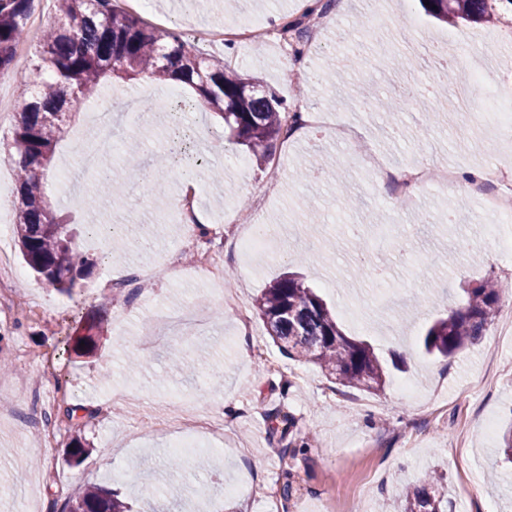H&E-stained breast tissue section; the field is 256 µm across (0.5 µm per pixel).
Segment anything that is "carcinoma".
Instances as JSON below:
<instances>
[{
  "instance_id": "1",
  "label": "carcinoma",
  "mask_w": 512,
  "mask_h": 512,
  "mask_svg": "<svg viewBox=\"0 0 512 512\" xmlns=\"http://www.w3.org/2000/svg\"><path fill=\"white\" fill-rule=\"evenodd\" d=\"M33 0H0V77L14 65ZM61 21L40 40L39 64L13 130L20 206L16 236L28 267L47 285L68 293L93 262L73 243L66 208L45 194L53 153L68 111L96 97L107 78L143 82L179 81L197 90L220 115L234 141L255 158L267 159L282 133L284 100L258 89L252 78L201 52L187 38L158 31L112 0H54ZM432 18L455 24L495 17L512 21V0H429ZM463 304L436 320L423 336L429 354L452 358L484 336L499 309L500 289L482 281L464 289ZM273 341L288 357L319 366L335 383L377 394L384 390L388 364L372 345L345 335L323 299L294 273L273 280L255 301ZM100 325L67 342L78 356L98 349ZM61 512H126L112 492L90 485L71 495ZM401 512H451L442 477L406 487Z\"/></svg>"
}]
</instances>
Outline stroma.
Here are the masks:
<instances>
[{
	"label": "stroma",
	"instance_id": "1",
	"mask_svg": "<svg viewBox=\"0 0 512 512\" xmlns=\"http://www.w3.org/2000/svg\"><path fill=\"white\" fill-rule=\"evenodd\" d=\"M299 0H204L185 12L181 0H154V9L180 34L202 27H234L273 16L288 19ZM321 36L305 50L306 79L283 80L289 58L277 43L233 48L207 45L208 53L237 58L291 106L328 113L339 133L311 127L274 144L288 160L282 177L270 180L268 166L247 160L234 165L242 148L229 140L224 123L203 112L178 126L177 137L152 141L134 131L132 115L142 100L191 103L192 89L138 80L105 83L99 102L112 106V139L121 163L115 171L120 202L98 198L91 208L73 207L79 227L75 243L99 263L70 293L60 294L26 271L17 240H10L11 265L23 268L21 292L13 296L7 322H0V393L13 394L25 409L20 419H0V512H28L24 483L32 481L35 512H56L66 495L87 485L112 490L130 512H194L200 498L229 512H271L250 486L288 490L287 512H323L326 499L346 503L347 512H396L405 487L435 471L454 512H512V463L502 435L512 426V339L491 324L481 341L450 360L422 355L417 338L433 319L460 305L469 285L502 282L501 310L512 307V255L501 252L485 230L494 218L459 189L448 193L429 184L392 233L394 202L372 183L365 154L390 167L445 162L460 169L512 168V138L486 128L467 113L449 118L445 105L397 108L404 79L417 88L438 86L450 97L467 75L481 74L496 97L512 101V31L501 24L450 27L428 16L419 0H345L344 12L328 8ZM446 40L463 57L452 75L433 68L429 43ZM39 35L28 36L23 54L0 84V194L17 197L16 169L8 146L20 110V92L37 64ZM384 100V110L361 112V97ZM179 160L190 177L224 172L204 201L212 220L205 234L185 238L181 225L159 224L173 182L161 195L145 192L137 175L156 156ZM335 161V175L305 174L311 161ZM127 227L145 236L147 249L89 239L86 220ZM234 214L250 224H272L283 234L269 254L242 255L234 246ZM364 227L357 250L349 227ZM219 253L230 282L215 295L198 258ZM157 262L144 286L149 300L135 305L134 289L113 287L120 276L141 275ZM302 273L336 312L343 332L368 341L381 356L404 357L383 393L370 394L331 382L320 368L301 363L276 346L254 304L264 288L285 272ZM236 297L250 323L241 333L228 297ZM104 331L95 354L76 356L67 340L82 334L91 316ZM283 367L239 351L240 338ZM139 357L138 370L127 362ZM45 377L33 396L24 377ZM237 402L224 418V436L200 437L190 466L168 464V441L187 410ZM289 415L297 427L288 438L271 433L270 414ZM82 428L88 452L69 460L68 443ZM313 440L291 455L289 443ZM50 452H42V443Z\"/></svg>",
	"mask_w": 512,
	"mask_h": 512
}]
</instances>
